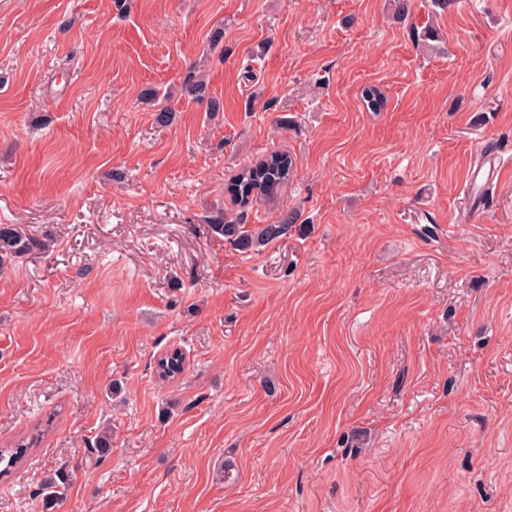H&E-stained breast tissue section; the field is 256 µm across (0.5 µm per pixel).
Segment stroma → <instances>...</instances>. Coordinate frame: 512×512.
<instances>
[{
  "mask_svg": "<svg viewBox=\"0 0 512 512\" xmlns=\"http://www.w3.org/2000/svg\"><path fill=\"white\" fill-rule=\"evenodd\" d=\"M407 5L0 0V224L54 243L0 271V448L52 423L0 512H512V169L462 215L512 158V0ZM219 207L296 220L242 251ZM182 91L185 96L193 101H207V109L211 112L220 111V102L209 95L208 83L196 74L195 67L192 66L182 84ZM292 166L288 154L273 152L240 170L227 186V191L243 205L254 199L274 202L288 184ZM508 165L501 158L492 152L485 154L476 166H472L468 173L467 186L465 190V207L469 216L475 214L478 208L473 209L474 201L471 202V192H483L498 185L503 169Z\"/></svg>",
  "mask_w": 512,
  "mask_h": 512,
  "instance_id": "obj_1",
  "label": "stroma"
}]
</instances>
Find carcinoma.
I'll list each match as a JSON object with an SVG mask.
<instances>
[{"label": "carcinoma", "mask_w": 512, "mask_h": 512, "mask_svg": "<svg viewBox=\"0 0 512 512\" xmlns=\"http://www.w3.org/2000/svg\"><path fill=\"white\" fill-rule=\"evenodd\" d=\"M182 91L188 98L200 102L207 101L208 110L220 111V102L209 95L208 83L190 70L182 84ZM293 166L291 157L282 152H273L253 165L240 170L227 186V191L240 203L254 199L274 202L288 184ZM293 217L286 215L278 224H264L256 231L244 229V225L224 219V209L219 208L208 217V227L212 233L224 237L232 245L249 250L277 240L287 234ZM50 241L40 238L22 224H0V266L14 262L35 252H45ZM184 371L183 353L174 351L161 357L156 373L159 378L168 380ZM50 424L34 429L30 434L19 438L7 448H0V475L21 464L28 450L35 447L49 431Z\"/></svg>", "instance_id": "obj_1"}]
</instances>
